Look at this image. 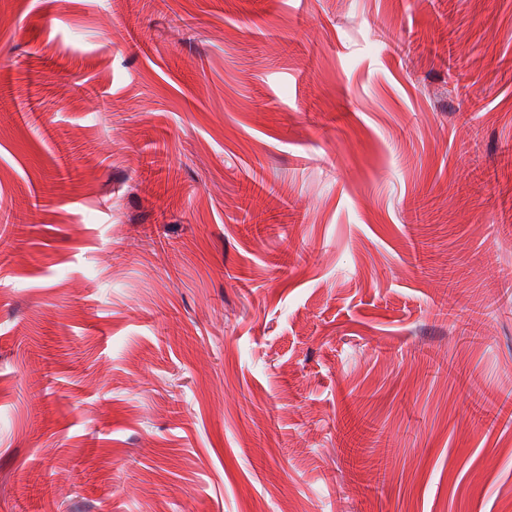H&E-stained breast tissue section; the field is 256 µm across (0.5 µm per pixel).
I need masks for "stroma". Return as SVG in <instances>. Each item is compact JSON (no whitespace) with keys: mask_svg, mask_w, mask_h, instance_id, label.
Returning <instances> with one entry per match:
<instances>
[{"mask_svg":"<svg viewBox=\"0 0 512 512\" xmlns=\"http://www.w3.org/2000/svg\"><path fill=\"white\" fill-rule=\"evenodd\" d=\"M490 402L512 0H0V512H512ZM345 429H346L345 436L347 437V441H349L351 443V445L346 444L347 445L346 447H348V448H345L346 453H347L348 463L352 469H357L362 462V461H360L362 448H358L360 446H354V443L362 436V434H360L361 426H360L359 422H357L355 419L352 418V419H349L345 423Z\"/></svg>","mask_w":512,"mask_h":512,"instance_id":"35a3bbf8","label":"stroma"}]
</instances>
